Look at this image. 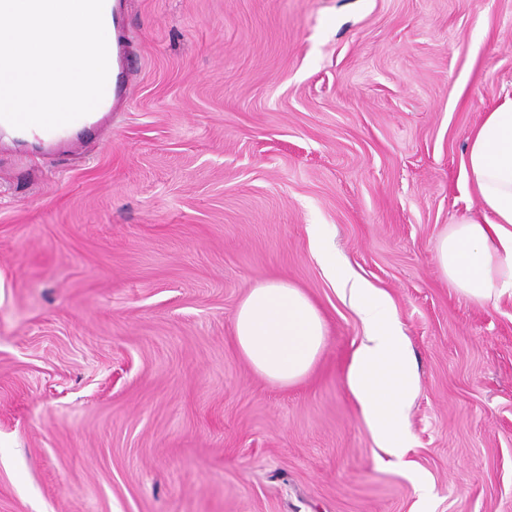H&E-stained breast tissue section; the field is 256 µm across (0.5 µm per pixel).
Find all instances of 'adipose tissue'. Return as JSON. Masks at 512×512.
Returning <instances> with one entry per match:
<instances>
[{"mask_svg": "<svg viewBox=\"0 0 512 512\" xmlns=\"http://www.w3.org/2000/svg\"><path fill=\"white\" fill-rule=\"evenodd\" d=\"M461 167L478 209L441 237L438 266L473 303L512 298V95H505L470 132ZM316 252L362 324L347 367V387L376 446L402 457L411 446L408 411L419 391L409 339L385 291L355 277L330 253L324 237H317ZM233 333L253 369L281 386L308 375L328 339L325 320L309 297L278 281L250 289L235 311Z\"/></svg>", "mask_w": 512, "mask_h": 512, "instance_id": "1", "label": "adipose tissue"}]
</instances>
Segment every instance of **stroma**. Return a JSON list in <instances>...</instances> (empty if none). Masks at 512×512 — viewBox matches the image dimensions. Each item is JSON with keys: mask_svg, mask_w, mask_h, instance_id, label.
Returning a JSON list of instances; mask_svg holds the SVG:
<instances>
[{"mask_svg": "<svg viewBox=\"0 0 512 512\" xmlns=\"http://www.w3.org/2000/svg\"><path fill=\"white\" fill-rule=\"evenodd\" d=\"M119 2L129 97L80 150L0 140V512H512V298L436 261L512 0ZM315 224L410 339L402 459L347 387ZM268 280L329 329L288 387L233 338Z\"/></svg>", "mask_w": 512, "mask_h": 512, "instance_id": "stroma-1", "label": "stroma"}]
</instances>
